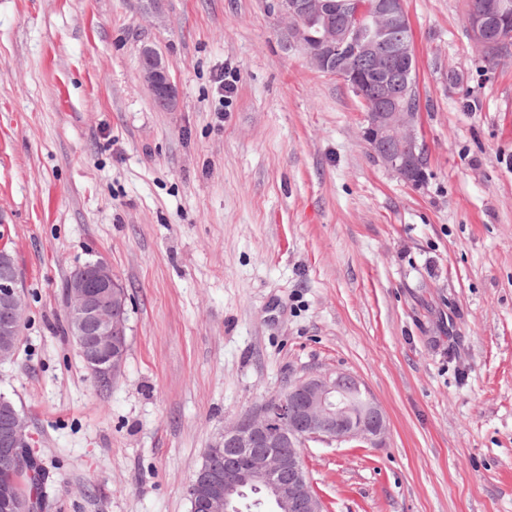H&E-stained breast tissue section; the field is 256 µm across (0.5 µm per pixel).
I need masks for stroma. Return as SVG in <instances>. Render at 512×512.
I'll list each match as a JSON object with an SVG mask.
<instances>
[{"instance_id": "obj_1", "label": "stroma", "mask_w": 512, "mask_h": 512, "mask_svg": "<svg viewBox=\"0 0 512 512\" xmlns=\"http://www.w3.org/2000/svg\"><path fill=\"white\" fill-rule=\"evenodd\" d=\"M271 4L166 0L158 20L139 0H0V242L25 308L0 393L55 480L46 512H190L225 426L336 369L387 431L307 443L325 512H512V59L483 61L466 0H406L411 185ZM146 45L170 109L139 77ZM101 256L128 315L104 385L64 306ZM141 60L140 76L151 90L155 104L161 109L171 108L175 102L176 89L162 56L155 48L144 46Z\"/></svg>"}]
</instances>
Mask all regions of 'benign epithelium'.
Returning a JSON list of instances; mask_svg holds the SVG:
<instances>
[{"mask_svg": "<svg viewBox=\"0 0 512 512\" xmlns=\"http://www.w3.org/2000/svg\"><path fill=\"white\" fill-rule=\"evenodd\" d=\"M273 7L286 23L288 47L300 50L320 72L335 73L336 61L351 51L370 60L380 77L388 70L416 68L405 0H367L363 7L352 0L339 24L331 18L330 0H273ZM466 23L473 42L487 51L503 49L497 37L500 5L494 0L469 13ZM141 60L140 76L155 104L171 108L176 89L162 56L145 46ZM338 78L359 90L358 70L345 68ZM409 88L384 80L380 104L366 107L364 136L378 161L403 181L417 184L423 173L419 106L408 103ZM118 287L112 265L101 257L70 276L65 292L70 337L87 369L102 382L110 378L109 371H118L128 348L126 296ZM23 315L19 271L9 252L0 249V364L15 359ZM347 378L348 373L340 370L301 377L224 429L213 444L218 452L208 463L207 490L200 491L193 481L187 489L189 498L202 497L205 512H240L243 488L262 482L273 512H323L304 467L305 442H374L387 431L382 406L359 381L349 384ZM357 415L364 419L360 426L352 425ZM20 451H31L25 415L0 397V470H15Z\"/></svg>", "mask_w": 512, "mask_h": 512, "instance_id": "obj_1", "label": "benign epithelium"}]
</instances>
